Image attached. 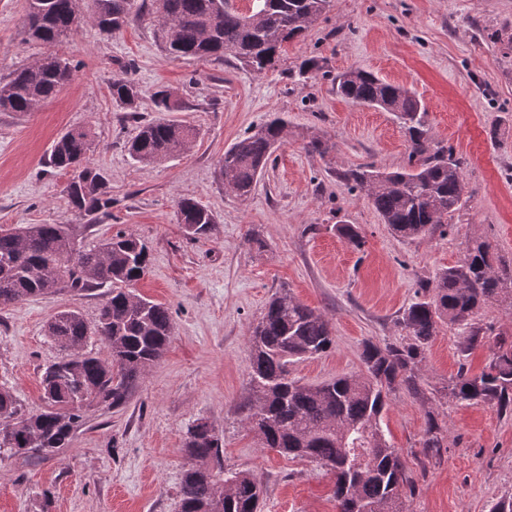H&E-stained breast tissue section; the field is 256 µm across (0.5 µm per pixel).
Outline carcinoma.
Masks as SVG:
<instances>
[{
    "mask_svg": "<svg viewBox=\"0 0 512 512\" xmlns=\"http://www.w3.org/2000/svg\"><path fill=\"white\" fill-rule=\"evenodd\" d=\"M243 10L231 0H151L158 17L153 36L166 52L185 59L233 58L256 75L270 70L286 44L305 37L309 26L330 7L331 0H249ZM92 18L110 34L137 20V0H91ZM85 0H27L25 27L30 38L53 44L74 32ZM71 63L47 55L15 69L0 80V109L28 113L56 95L70 80ZM112 99L135 111L140 88L115 80ZM342 98L391 112L409 136L407 166L386 171L373 164L338 174L345 184L367 195L391 231L414 239L444 233L463 204L462 166L453 148L434 146L426 136L427 111L409 89L362 69L336 75ZM275 116L224 151L219 174L224 189L245 198L287 130ZM196 135L193 128L156 119L128 142L131 159L148 166L182 152ZM95 145L88 128L70 129L54 143L50 164L74 172L65 192L70 205L86 215H110L112 197L105 174L84 161ZM180 223L194 238L216 229L214 214L192 198L178 202ZM336 233L359 249L363 239L351 224L335 225ZM149 264L146 245L132 233H118L92 246L76 243L63 224L0 227V306L24 298L60 292L79 295L108 287L97 319L90 324L77 309L57 312L47 333L66 355L46 367L41 386L44 407L27 413L7 390L0 389V460L15 455L48 457L71 444L86 409L127 404L139 380L167 350L174 334L169 308L139 296L131 287ZM421 292L397 319L405 341L382 346L366 342L364 372L317 384L292 377L288 366L330 350L334 338L329 320L281 289L264 308L249 340L252 396L243 405L245 424L261 446L284 455L308 458L336 476V512H408L405 490L413 489L401 456L381 425L389 396L398 389L421 395L419 365L428 345L444 324L462 327L460 350L492 343L491 359L480 374L464 371L443 387L444 396L460 404L495 405L512 416V340L473 322L483 305L506 302L512 307V267L480 238L470 240L460 262L420 284ZM91 336L103 352L85 353ZM422 447H443L436 400L427 399ZM189 458L183 470L178 512H258L260 478L247 470L224 467L223 441L215 428L198 421L184 443ZM358 448L371 449L369 474L359 478L348 458ZM231 482L235 490L224 493Z\"/></svg>",
    "mask_w": 512,
    "mask_h": 512,
    "instance_id": "1",
    "label": "carcinoma"
}]
</instances>
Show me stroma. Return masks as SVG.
I'll return each instance as SVG.
<instances>
[{"label": "stroma", "instance_id": "35a3bbf8", "mask_svg": "<svg viewBox=\"0 0 512 512\" xmlns=\"http://www.w3.org/2000/svg\"><path fill=\"white\" fill-rule=\"evenodd\" d=\"M26 6L0 0V79L48 54L68 59L73 75L32 112H0V225L66 224L82 244L135 234L150 263L133 291L169 307L175 332L126 406L91 407L55 456L0 461V512H177L184 439L200 419L221 435L226 468L258 474L262 512H336L333 473L262 448L241 422L249 337L271 295L288 288L327 316L335 336L329 352L294 363L292 377L356 375L364 342H401L397 315L420 281L460 261L471 238H486L512 262V0H332L261 77L233 60L166 54L146 10L109 36L86 10L73 35L42 44L25 32ZM311 57L321 70L299 77ZM351 68L411 90L427 108L428 137L464 159L465 203L447 234L394 236L365 192L337 178L359 165L395 170L408 161L394 115L337 95L336 75ZM117 78L140 86L136 111L113 101ZM163 87L182 102L164 116L153 100ZM275 112L288 132L252 194L238 198L218 177L224 151ZM162 116L195 128L196 139L169 161L134 163L127 141ZM78 126L92 127L97 147L87 162L105 173L112 194V215L101 223L72 208L70 173L47 163L54 141ZM314 135L329 153L307 150ZM184 197L215 215L210 237L185 232L177 214ZM338 224L357 225L363 247L338 237ZM105 295L96 288L0 308V388L24 410L42 407L40 376L63 355L48 320L68 307L95 320ZM460 339L457 327L441 326L419 371L423 392L440 398V455L421 445V398L396 392L383 418L414 479L412 512H490L512 496V416L441 396L460 370L480 373L491 357L486 345L461 354Z\"/></svg>", "mask_w": 512, "mask_h": 512}]
</instances>
